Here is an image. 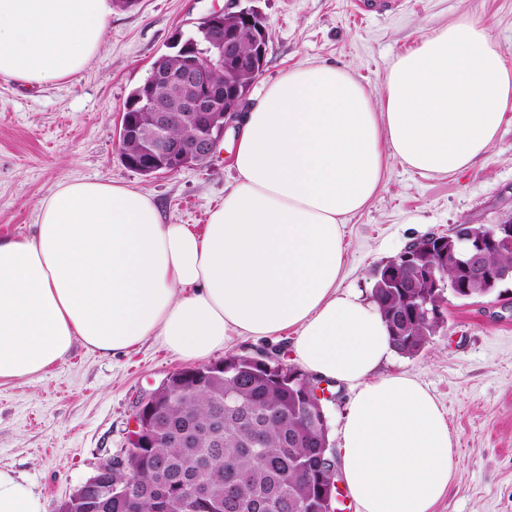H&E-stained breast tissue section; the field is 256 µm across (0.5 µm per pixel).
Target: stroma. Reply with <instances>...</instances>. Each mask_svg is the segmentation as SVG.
<instances>
[{"label":"stroma","instance_id":"obj_1","mask_svg":"<svg viewBox=\"0 0 512 512\" xmlns=\"http://www.w3.org/2000/svg\"><path fill=\"white\" fill-rule=\"evenodd\" d=\"M227 0H139L113 7L85 70L41 88L0 76V234L25 238L36 207L66 181L116 183L149 195L166 223L206 224L236 173L223 138L201 166L145 176L116 147L122 110L178 32ZM269 32L255 102L266 84L306 62L347 68L378 90L391 61L458 17L488 24L512 63V0H400L356 18L351 0H256ZM512 216V112L498 141L469 169L424 177L389 161L383 187L343 227L341 289L370 294L375 269L412 241L457 224ZM444 327L416 357L391 355L382 373L429 389L457 441L458 475L436 512H512V283L469 300L449 298ZM185 361L153 342L113 357L75 345L47 374L0 384V468L13 470L48 512L123 454L138 401Z\"/></svg>","mask_w":512,"mask_h":512}]
</instances>
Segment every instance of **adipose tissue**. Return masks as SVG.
Here are the masks:
<instances>
[{
    "mask_svg": "<svg viewBox=\"0 0 512 512\" xmlns=\"http://www.w3.org/2000/svg\"><path fill=\"white\" fill-rule=\"evenodd\" d=\"M110 13V0H0V76L41 87L78 75ZM511 111L512 65L461 16L396 56L379 92L324 62L267 84L238 120L237 178L203 232L164 223L129 187L60 183L29 237L0 234V382L45 373L78 342L108 356L151 339L192 361L234 336L290 331L308 373L352 392L338 454L358 512H434L456 441L425 387L379 374L389 332L375 300L338 289L342 226L388 159L466 170ZM0 512L46 504L0 470Z\"/></svg>",
    "mask_w": 512,
    "mask_h": 512,
    "instance_id": "ef3b65f1",
    "label": "adipose tissue"
}]
</instances>
